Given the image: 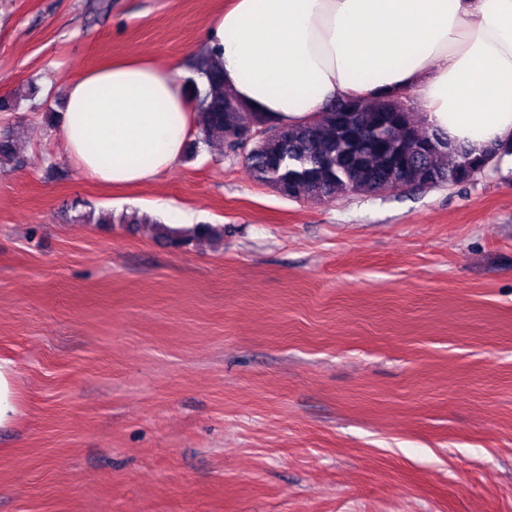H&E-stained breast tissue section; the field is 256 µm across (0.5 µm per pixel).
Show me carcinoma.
Segmentation results:
<instances>
[{
  "label": "carcinoma",
  "instance_id": "obj_1",
  "mask_svg": "<svg viewBox=\"0 0 512 512\" xmlns=\"http://www.w3.org/2000/svg\"><path fill=\"white\" fill-rule=\"evenodd\" d=\"M187 70L196 126L186 145L188 158L217 146L230 150L243 136L257 131L244 162L255 182L288 199L376 195L401 185L409 191L463 186L491 170L497 157L512 154V142L476 152L448 141L444 133L418 118L407 97L339 100L319 108L304 123L273 124L224 86L223 65L212 54L200 52ZM37 92L33 83L26 84L0 99V111H15L23 102L39 107ZM79 218L98 224H143L175 247L224 240L222 224L174 229L137 210L97 217L89 211Z\"/></svg>",
  "mask_w": 512,
  "mask_h": 512
}]
</instances>
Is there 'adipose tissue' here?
Instances as JSON below:
<instances>
[{"label":"adipose tissue","mask_w":512,"mask_h":512,"mask_svg":"<svg viewBox=\"0 0 512 512\" xmlns=\"http://www.w3.org/2000/svg\"><path fill=\"white\" fill-rule=\"evenodd\" d=\"M201 43L225 86L278 123L411 93L452 141H512V0H230ZM194 131L184 81L132 55L68 85L58 135L85 177L123 188L176 168Z\"/></svg>","instance_id":"adipose-tissue-1"}]
</instances>
